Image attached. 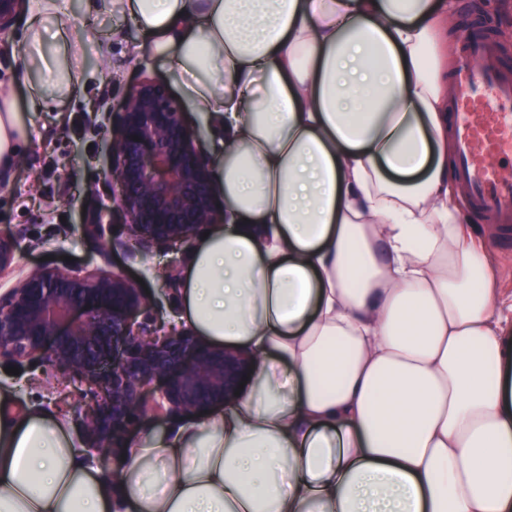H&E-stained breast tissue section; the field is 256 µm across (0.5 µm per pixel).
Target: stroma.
Listing matches in <instances>:
<instances>
[{"label": "stroma", "mask_w": 512, "mask_h": 512, "mask_svg": "<svg viewBox=\"0 0 512 512\" xmlns=\"http://www.w3.org/2000/svg\"><path fill=\"white\" fill-rule=\"evenodd\" d=\"M463 2V27L488 38L497 67L512 78V11L500 13L476 5L475 0ZM46 26L47 35L38 42L29 41L23 19L7 36H0V84L12 88L28 130L19 162L0 176V233L17 242L14 267L0 274V295L45 257L54 264L69 257L73 269L99 265L94 245L81 231L84 211L93 207L102 211L104 237L114 243V266L129 277L141 278L151 302L149 316L165 324L176 321L181 314L179 280L193 246L185 244L176 252L158 249L144 256L129 245L125 222L112 209V184L104 175L103 133L108 112L118 109L139 81L150 77L165 82L176 94L178 77L155 56L130 19L108 9L90 14L87 0H63ZM72 39L83 46L73 62L76 90L59 99L48 87L45 66L62 57ZM19 44L43 60V67L27 68L12 52ZM36 88L41 91L37 100L32 97ZM463 218L486 240L498 296L511 298L512 234H498L474 212H464ZM55 389L66 393L72 405L82 400L79 390L56 382L43 369L10 375L0 362V391L8 393L7 405L14 414L33 409L57 413L51 395Z\"/></svg>", "instance_id": "35a3bbf8"}]
</instances>
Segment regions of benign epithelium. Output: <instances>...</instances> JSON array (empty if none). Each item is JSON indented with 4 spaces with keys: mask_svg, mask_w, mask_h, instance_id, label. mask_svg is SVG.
Returning a JSON list of instances; mask_svg holds the SVG:
<instances>
[{
    "mask_svg": "<svg viewBox=\"0 0 512 512\" xmlns=\"http://www.w3.org/2000/svg\"><path fill=\"white\" fill-rule=\"evenodd\" d=\"M25 0H0V33L16 23ZM138 140H133V137ZM112 206L130 241L148 252L185 243L218 221L213 169L185 107L162 81L145 79L129 92L105 133ZM102 264L88 271L40 265L0 299V360L37 362L85 387L76 407L85 448L97 457L123 447L145 389L158 386L171 413L207 414L235 398L254 376L245 352L210 345L182 331L163 336L137 323L145 298L114 269L112 245L99 244ZM15 239L0 234V272L13 266Z\"/></svg>",
    "mask_w": 512,
    "mask_h": 512,
    "instance_id": "7a95c632",
    "label": "benign epithelium"
}]
</instances>
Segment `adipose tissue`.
Instances as JSON below:
<instances>
[{
    "label": "adipose tissue",
    "mask_w": 512,
    "mask_h": 512,
    "mask_svg": "<svg viewBox=\"0 0 512 512\" xmlns=\"http://www.w3.org/2000/svg\"><path fill=\"white\" fill-rule=\"evenodd\" d=\"M218 138L182 321L251 389L129 445L0 410V512H512V302L460 219L455 0H111ZM28 138L0 88V172Z\"/></svg>",
    "instance_id": "adipose-tissue-1"
}]
</instances>
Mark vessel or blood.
Instances as JSON below:
<instances>
[{"label":"vessel or blood","mask_w":512,"mask_h":512,"mask_svg":"<svg viewBox=\"0 0 512 512\" xmlns=\"http://www.w3.org/2000/svg\"><path fill=\"white\" fill-rule=\"evenodd\" d=\"M467 55L480 61L479 72L458 70L452 135L457 176L470 205L487 223L512 226V78L495 66L487 45L469 42Z\"/></svg>","instance_id":"b4317fda"}]
</instances>
